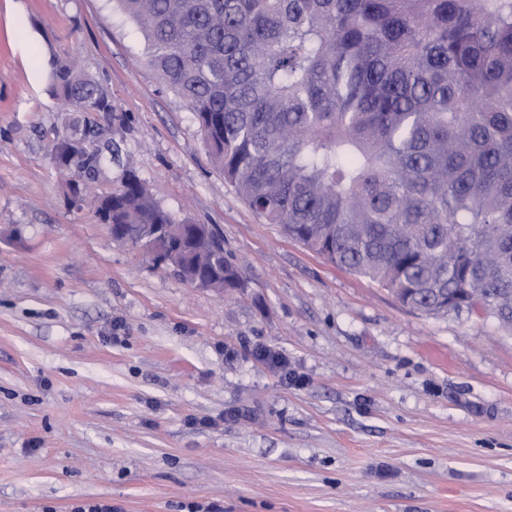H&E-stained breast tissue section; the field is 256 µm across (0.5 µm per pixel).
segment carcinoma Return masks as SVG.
<instances>
[{
	"label": "carcinoma",
	"mask_w": 512,
	"mask_h": 512,
	"mask_svg": "<svg viewBox=\"0 0 512 512\" xmlns=\"http://www.w3.org/2000/svg\"><path fill=\"white\" fill-rule=\"evenodd\" d=\"M149 68L199 124L212 161L267 224L431 315L480 306L512 334V0H115ZM52 86L75 202L126 119L64 58ZM149 254L176 224L136 171L93 199ZM181 263L239 273L219 240L177 242Z\"/></svg>",
	"instance_id": "carcinoma-1"
}]
</instances>
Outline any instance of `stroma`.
<instances>
[{
  "label": "stroma",
  "mask_w": 512,
  "mask_h": 512,
  "mask_svg": "<svg viewBox=\"0 0 512 512\" xmlns=\"http://www.w3.org/2000/svg\"><path fill=\"white\" fill-rule=\"evenodd\" d=\"M66 55L127 121L98 190L134 167L240 287L190 286L72 205ZM145 56L113 0H0V512H512V335L264 223Z\"/></svg>",
  "instance_id": "obj_1"
}]
</instances>
